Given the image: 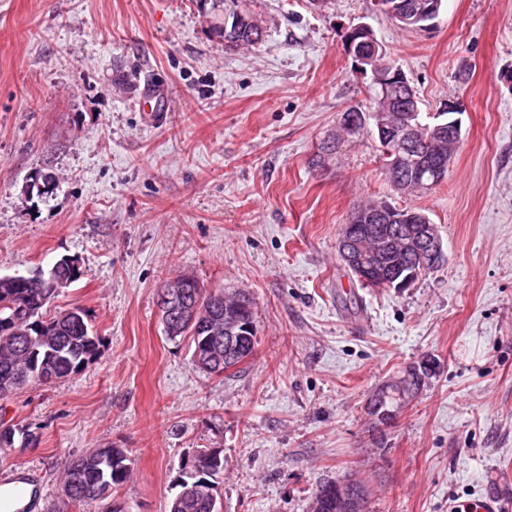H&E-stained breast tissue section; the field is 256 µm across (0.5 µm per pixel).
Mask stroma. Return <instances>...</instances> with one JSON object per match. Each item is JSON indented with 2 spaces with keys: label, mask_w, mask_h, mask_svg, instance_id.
I'll return each instance as SVG.
<instances>
[{
  "label": "stroma",
  "mask_w": 512,
  "mask_h": 512,
  "mask_svg": "<svg viewBox=\"0 0 512 512\" xmlns=\"http://www.w3.org/2000/svg\"><path fill=\"white\" fill-rule=\"evenodd\" d=\"M262 44L227 49L198 0H0V274L76 258L50 311L81 307L100 338L77 375L0 398L33 444L0 448L28 512H72L65 465L125 449L127 512H167L183 465L224 451L223 512H308L355 476L367 512H448L449 498L512 503V0H444L407 30L373 0H248ZM371 26L420 98L448 100L462 139L440 186H389L371 133L370 74L345 52ZM168 109L137 101L145 77ZM53 171L58 187L28 197ZM381 198L437 225L443 265L411 288H365L336 252L354 204ZM189 273L255 302L258 346L240 371L198 369L164 334L156 289ZM440 370L376 430L374 388L408 364Z\"/></svg>",
  "instance_id": "obj_1"
}]
</instances>
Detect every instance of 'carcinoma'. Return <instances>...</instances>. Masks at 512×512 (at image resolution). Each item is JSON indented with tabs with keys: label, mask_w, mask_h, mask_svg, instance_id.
Returning a JSON list of instances; mask_svg holds the SVG:
<instances>
[{
	"label": "carcinoma",
	"mask_w": 512,
	"mask_h": 512,
	"mask_svg": "<svg viewBox=\"0 0 512 512\" xmlns=\"http://www.w3.org/2000/svg\"><path fill=\"white\" fill-rule=\"evenodd\" d=\"M384 172L391 183L397 178L415 181L426 170L420 166H386ZM385 261L399 280L420 267L417 255L401 256L393 249L387 251ZM53 298L38 281L21 285L0 280L1 398L21 385L42 383L34 375L42 366L57 373L60 379L69 378L97 355L99 338L90 331L85 311L77 306L74 315L65 310L52 314L48 312V304ZM202 307L205 313L199 319V326L178 325L167 338L176 341L187 337L191 348L203 349L209 337L208 327L215 323L222 327L224 320H216L207 302H202ZM256 345L255 332L241 338L239 358L232 371H239V366L254 355ZM223 471L222 450H201L189 473L183 475V479L199 485V489L190 496L173 498L168 512H214L213 501L220 499L214 477ZM129 478L124 450L112 446L96 448L76 458L63 471V482L72 487L68 501L86 506L96 501L94 492L98 487L103 485L116 493Z\"/></svg>",
	"instance_id": "cac0c4a2"
}]
</instances>
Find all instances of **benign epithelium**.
Listing matches in <instances>:
<instances>
[{
	"label": "benign epithelium",
	"mask_w": 512,
	"mask_h": 512,
	"mask_svg": "<svg viewBox=\"0 0 512 512\" xmlns=\"http://www.w3.org/2000/svg\"><path fill=\"white\" fill-rule=\"evenodd\" d=\"M384 10L405 22L423 18H437L440 13L438 0H418L412 5L387 0ZM217 30L224 36V43L236 45L245 36L260 30V25L252 17H246L232 5L225 6L222 23ZM346 48L353 56L360 69L370 68L374 82L380 84L384 92L396 91L402 100L416 102L413 87L399 71L391 70L387 64L380 63L377 58L380 44L371 27L365 23L353 26L347 34ZM413 112H349L341 121L340 129L351 136L354 132L373 124L374 137L378 141L390 140L399 151V159L405 163L419 152L422 142L431 140L436 149H441L448 141L456 144L462 139L461 120L448 121V125H436L428 128L414 120ZM393 210L385 203H378L371 208L354 212L345 225L340 238V258L344 265L352 270L359 279L386 280L389 287L399 290L410 287L409 280L390 282L392 274L380 264L379 250L388 239L398 233L415 245L421 258V267H435L445 259L442 238L438 227L429 222L425 215L412 214L407 224L401 228L393 226ZM79 267L78 261L71 258L67 262L55 265L53 276L47 287L59 293L69 286L72 271ZM192 283V276L177 275L158 289V310L165 329L169 330L178 324L192 325L198 320V303L189 304L185 301L186 288ZM234 299L231 304L224 305V333L213 332L212 343L206 353L196 352L195 361L198 365L208 368L214 360L222 357L229 363L237 356L242 330L246 328L239 318L240 292L224 291V299ZM437 361L432 357H424L411 364L402 375L379 385L367 401V414L377 429L388 426L396 418L398 411L422 392L429 376L434 373ZM394 397L396 405L385 408L379 402L382 395ZM320 497H328L336 502V512H366L367 492L365 486L355 477L349 476L324 488Z\"/></svg>",
	"instance_id": "7a95c632"
}]
</instances>
